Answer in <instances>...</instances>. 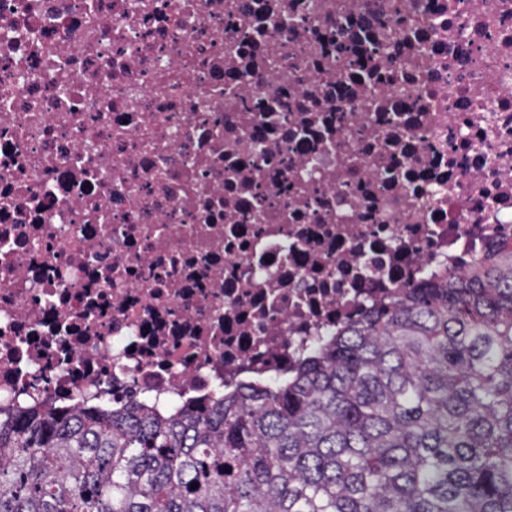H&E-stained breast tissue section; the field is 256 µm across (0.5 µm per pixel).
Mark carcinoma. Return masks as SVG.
<instances>
[{
	"label": "carcinoma",
	"instance_id": "cac0c4a2",
	"mask_svg": "<svg viewBox=\"0 0 512 512\" xmlns=\"http://www.w3.org/2000/svg\"><path fill=\"white\" fill-rule=\"evenodd\" d=\"M0 512H512V245L371 311L286 386L168 420L0 419Z\"/></svg>",
	"mask_w": 512,
	"mask_h": 512
}]
</instances>
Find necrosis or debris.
<instances>
[{
  "instance_id": "necrosis-or-debris-1",
  "label": "necrosis or debris",
  "mask_w": 512,
  "mask_h": 512,
  "mask_svg": "<svg viewBox=\"0 0 512 512\" xmlns=\"http://www.w3.org/2000/svg\"><path fill=\"white\" fill-rule=\"evenodd\" d=\"M512 242V0H0V412L160 418Z\"/></svg>"
}]
</instances>
